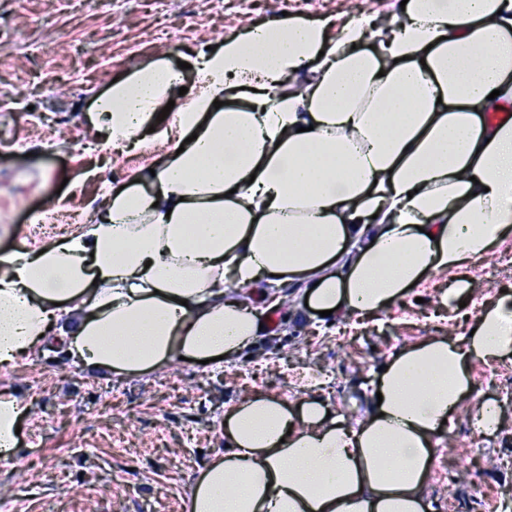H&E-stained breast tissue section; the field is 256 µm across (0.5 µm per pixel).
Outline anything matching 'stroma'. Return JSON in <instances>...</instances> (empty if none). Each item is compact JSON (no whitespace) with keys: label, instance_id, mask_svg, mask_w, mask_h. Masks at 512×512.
Segmentation results:
<instances>
[{"label":"stroma","instance_id":"35a3bbf8","mask_svg":"<svg viewBox=\"0 0 512 512\" xmlns=\"http://www.w3.org/2000/svg\"><path fill=\"white\" fill-rule=\"evenodd\" d=\"M355 0H0V254L81 233L79 215L163 163L166 149L90 151V99L140 64L191 62L237 28L285 11L340 28ZM469 310L512 290V237L471 270ZM428 277L376 323L341 329L302 317L295 295L271 338L220 366L175 363L138 377L85 371L49 348L0 367V389L27 407L19 463H0L9 512H184L199 468L224 449V412L251 393L290 402L317 394L350 419L371 373L397 350L463 334L437 310ZM478 397L497 401L501 430L461 411L438 447L426 495L433 512H504L512 504V359L475 364ZM467 460L464 470L455 461ZM483 496H476V489Z\"/></svg>","mask_w":512,"mask_h":512}]
</instances>
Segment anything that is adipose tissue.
Listing matches in <instances>:
<instances>
[{
  "instance_id": "1",
  "label": "adipose tissue",
  "mask_w": 512,
  "mask_h": 512,
  "mask_svg": "<svg viewBox=\"0 0 512 512\" xmlns=\"http://www.w3.org/2000/svg\"><path fill=\"white\" fill-rule=\"evenodd\" d=\"M328 26L274 17L201 52L192 86L159 60L94 99L108 145L150 138L167 159L80 235L0 255L1 365L51 334L100 375L230 361L272 328L243 288L367 319L444 273L438 307L458 318L471 267L512 236V0H407L399 21ZM473 326L391 355L354 421L316 395L239 400L185 512H426L444 422L503 425L471 368L512 358V293ZM26 411L0 392L1 462Z\"/></svg>"
}]
</instances>
